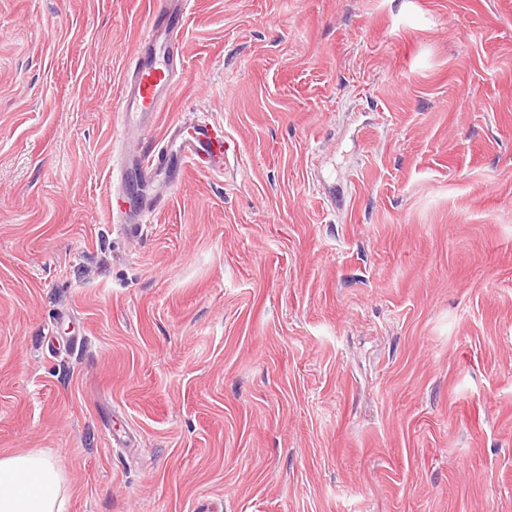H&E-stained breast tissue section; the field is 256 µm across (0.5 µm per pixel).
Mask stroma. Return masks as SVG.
<instances>
[{
  "label": "stroma",
  "mask_w": 512,
  "mask_h": 512,
  "mask_svg": "<svg viewBox=\"0 0 512 512\" xmlns=\"http://www.w3.org/2000/svg\"><path fill=\"white\" fill-rule=\"evenodd\" d=\"M155 0H0V457L66 512H512V0H194L113 229ZM182 123L173 124L167 131L163 146L138 154H118L113 159L112 181L122 185L137 183L142 189L139 207L126 205V194L118 190L110 196V210L114 228L121 233H136L152 224L163 195L154 190L164 184L174 189L190 171L212 175L224 173L230 145L224 140V131L206 121H191L182 129ZM30 485V488L22 485ZM66 477L42 452L0 457V512H64Z\"/></svg>",
  "instance_id": "35a3bbf8"
}]
</instances>
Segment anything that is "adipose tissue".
Masks as SVG:
<instances>
[{
  "instance_id": "adipose-tissue-1",
  "label": "adipose tissue",
  "mask_w": 512,
  "mask_h": 512,
  "mask_svg": "<svg viewBox=\"0 0 512 512\" xmlns=\"http://www.w3.org/2000/svg\"><path fill=\"white\" fill-rule=\"evenodd\" d=\"M66 503V477L52 457H0V512H65Z\"/></svg>"
}]
</instances>
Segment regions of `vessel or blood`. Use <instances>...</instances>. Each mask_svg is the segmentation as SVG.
Returning a JSON list of instances; mask_svg holds the SVG:
<instances>
[{"label":"vessel or blood","mask_w":512,"mask_h":512,"mask_svg":"<svg viewBox=\"0 0 512 512\" xmlns=\"http://www.w3.org/2000/svg\"><path fill=\"white\" fill-rule=\"evenodd\" d=\"M189 5L190 0H157L150 12L114 107L123 134L145 131L172 97L181 74ZM229 148L223 130L194 120L185 129L173 124L160 147L114 157L113 180L120 186L137 183L143 193L135 209L127 206L122 189L111 195L116 230L135 233L151 224L162 200L158 186L174 188L191 171L223 174Z\"/></svg>","instance_id":"vessel-or-blood-1"}]
</instances>
